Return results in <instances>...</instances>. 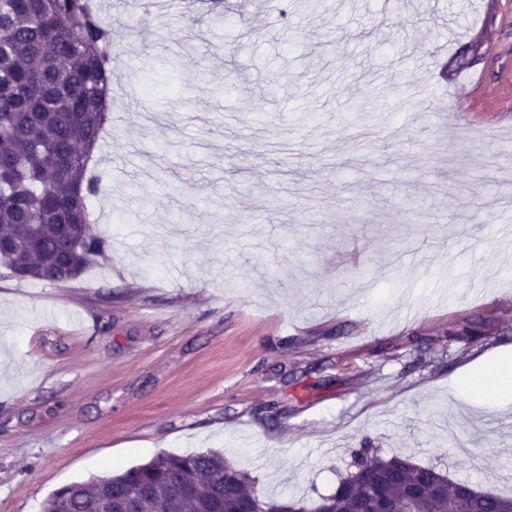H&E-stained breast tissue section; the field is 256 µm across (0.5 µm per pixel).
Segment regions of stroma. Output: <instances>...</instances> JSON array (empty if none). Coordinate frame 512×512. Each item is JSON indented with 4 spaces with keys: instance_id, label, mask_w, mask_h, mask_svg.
Returning a JSON list of instances; mask_svg holds the SVG:
<instances>
[{
    "instance_id": "stroma-1",
    "label": "stroma",
    "mask_w": 512,
    "mask_h": 512,
    "mask_svg": "<svg viewBox=\"0 0 512 512\" xmlns=\"http://www.w3.org/2000/svg\"><path fill=\"white\" fill-rule=\"evenodd\" d=\"M101 3L109 246L0 268V512L163 452L314 500L367 442L511 495L512 404L457 383L512 356V0Z\"/></svg>"
}]
</instances>
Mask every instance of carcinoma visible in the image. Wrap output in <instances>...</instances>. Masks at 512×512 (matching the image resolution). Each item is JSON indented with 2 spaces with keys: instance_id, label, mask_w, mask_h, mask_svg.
<instances>
[{
  "instance_id": "cac0c4a2",
  "label": "carcinoma",
  "mask_w": 512,
  "mask_h": 512,
  "mask_svg": "<svg viewBox=\"0 0 512 512\" xmlns=\"http://www.w3.org/2000/svg\"><path fill=\"white\" fill-rule=\"evenodd\" d=\"M112 22L93 0H0V267L10 274L54 282V273L79 277L106 251L90 224L102 180L91 172L95 148L112 112ZM483 335L467 322L448 336ZM354 472L310 503L259 498L249 473L217 452L161 453L150 461L49 495L43 512H113V503L147 486L138 512H366L375 497L404 512L418 497L429 512H512V497H464V483L404 455L382 457L362 448Z\"/></svg>"
}]
</instances>
